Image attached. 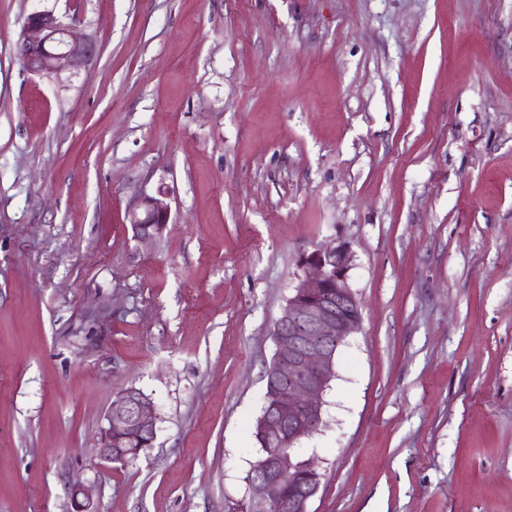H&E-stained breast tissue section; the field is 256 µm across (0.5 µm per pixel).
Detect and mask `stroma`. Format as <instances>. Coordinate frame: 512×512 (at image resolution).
Instances as JSON below:
<instances>
[{
    "instance_id": "stroma-1",
    "label": "stroma",
    "mask_w": 512,
    "mask_h": 512,
    "mask_svg": "<svg viewBox=\"0 0 512 512\" xmlns=\"http://www.w3.org/2000/svg\"><path fill=\"white\" fill-rule=\"evenodd\" d=\"M43 8L78 73L23 64ZM341 245L309 512H512V0H0V512H246L273 325ZM128 389L156 438L106 463ZM19 50L29 71L58 75L87 64L96 52V45L91 39L74 34L53 9H40L29 14L21 32ZM165 197V192L160 189L157 196H141L129 208V224L138 241H147L160 235L168 224L169 205Z\"/></svg>"
}]
</instances>
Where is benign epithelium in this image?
Masks as SVG:
<instances>
[{"mask_svg": "<svg viewBox=\"0 0 512 512\" xmlns=\"http://www.w3.org/2000/svg\"><path fill=\"white\" fill-rule=\"evenodd\" d=\"M19 50L29 71L35 74L72 72L87 64L96 52L95 43L74 34L52 9L29 14L23 26ZM166 194L138 198L128 210L134 237L147 241L160 235L169 220ZM350 254L344 247L317 249L300 261L303 274L292 291L272 336L276 352L269 374L274 406L260 417L259 430L286 448L269 454L257 464L256 477L248 493L260 512H308V504L319 488L318 476L289 500L282 494V482L297 464L315 470L312 460H301L298 442L318 432L323 425V395L336 375L337 350L360 327L359 302L347 282ZM99 443L105 462L113 459L119 440L113 428H130L156 434L153 402L127 391L113 403ZM74 512H96L84 487L71 489Z\"/></svg>", "mask_w": 512, "mask_h": 512, "instance_id": "1", "label": "benign epithelium"}]
</instances>
